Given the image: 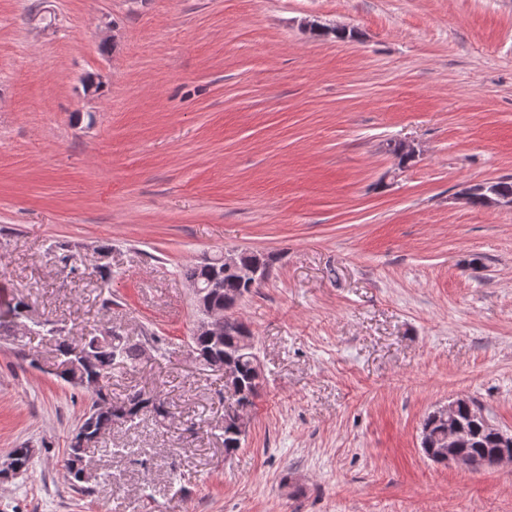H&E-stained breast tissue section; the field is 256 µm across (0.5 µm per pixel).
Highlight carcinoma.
Returning <instances> with one entry per match:
<instances>
[{
    "label": "carcinoma",
    "instance_id": "cac0c4a2",
    "mask_svg": "<svg viewBox=\"0 0 512 512\" xmlns=\"http://www.w3.org/2000/svg\"><path fill=\"white\" fill-rule=\"evenodd\" d=\"M190 283L206 290L195 296L196 310L218 308L229 310L230 321L225 324L224 336L214 339L195 333L189 336V347L203 359L207 367L219 371L227 363L233 364L238 373L239 386L235 404L224 411V457L230 458L242 447L243 437L234 431L236 408L245 409L254 403L263 384V374L254 362V336L248 326L238 320L234 309L246 296L262 286L260 281L243 279L234 271L224 270L222 264H199L184 270ZM28 305L21 299L11 303H0V330L10 331L21 320L27 318ZM149 343L144 336H129L116 326L105 327L90 336L70 342L58 341V355L62 369L58 376L74 387H81L89 394L90 404L84 418L74 431L64 459V468L71 486L79 493L89 492L80 478L85 449L100 442L97 438L102 429H112L114 419L123 414L127 422L133 423L145 415L162 421L168 418L169 410L160 394L154 391L135 389L124 400H109L107 387L116 366L136 368L142 363V346ZM480 410L465 399L459 405L456 420L462 428V440L458 451L485 464L492 461L498 448L494 430L478 416ZM448 433V421L436 412L428 413L421 423V438L430 444L440 441ZM21 473H26L32 464L34 449L14 448L10 452Z\"/></svg>",
    "mask_w": 512,
    "mask_h": 512
}]
</instances>
